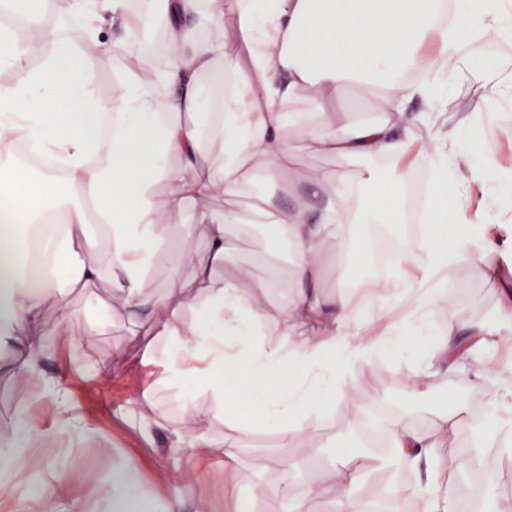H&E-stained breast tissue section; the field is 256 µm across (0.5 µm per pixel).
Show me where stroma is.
I'll return each instance as SVG.
<instances>
[{"instance_id": "obj_1", "label": "stroma", "mask_w": 512, "mask_h": 512, "mask_svg": "<svg viewBox=\"0 0 512 512\" xmlns=\"http://www.w3.org/2000/svg\"><path fill=\"white\" fill-rule=\"evenodd\" d=\"M443 94L437 107L457 125L460 143L469 140L474 122L484 127V139L495 149L494 165L480 154L469 162L484 173L497 206L484 211L483 199L470 193L472 211L484 212L483 224L465 227L474 241V260L448 269V297L426 320H416L409 296L390 299L379 310L383 320L398 324L400 340L376 350L359 367L345 388L353 403L334 405L322 417H310L288 447H281L266 426L260 411L247 412L248 423L234 463L250 481L264 490L265 512H293L295 500H306L308 512H331L336 498L352 494L359 500L375 498L380 479L395 477L393 458L370 453L360 439L357 421L371 415L374 405L389 403L403 410L401 425L416 434L434 432L440 416L452 423V449H438L436 464L449 495L461 494L460 468L450 465L449 455H460L468 436L481 426L512 429V331H501L494 345L484 348L455 368H428L426 353L448 329L449 314L495 326L501 284L489 277L486 265L500 262L488 251L484 224L512 226V184L498 173L512 170V95L502 97L485 110L475 108L479 73L457 71L441 76ZM408 109L420 115L412 144L398 162L382 161L384 170L405 166L423 170L422 147L428 146L433 127L424 121L428 107L421 99ZM263 224L249 225L235 247L241 261L264 256L279 268L280 288L270 290L268 310L280 316L288 292L289 260L275 255ZM122 310L123 297L107 283L77 289L68 315H61L54 299H46L38 327L40 370L53 378L54 387L23 375V346L0 348V442L10 443L19 420H27L38 437L26 449L19 466L0 473V512H112L109 488L112 471L128 457L139 463V478L152 512H168L180 499V512H240L243 490L224 472V416L215 411L209 394L186 380L178 392L157 385L161 373L156 359L162 345L150 322L137 329L119 319H108L103 303ZM100 329L86 335L88 322ZM429 370L431 391L421 395L408 384L414 373ZM206 413V431L214 443L209 455L189 448L172 447L168 426L182 403ZM333 437L325 446V437ZM371 455L370 473L353 489L336 483L333 463L339 457ZM296 466H279L282 458Z\"/></svg>"}]
</instances>
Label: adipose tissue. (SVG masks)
Instances as JSON below:
<instances>
[{
	"mask_svg": "<svg viewBox=\"0 0 512 512\" xmlns=\"http://www.w3.org/2000/svg\"><path fill=\"white\" fill-rule=\"evenodd\" d=\"M7 2L23 22L0 27V66L30 54L41 65L0 85V145L24 139L56 165L35 178L0 169L8 198L0 206V345L34 335L44 289H56L65 311L69 292L109 279L125 296L126 318L148 316L165 342L159 385L175 391L191 377L216 407L228 396L262 402L266 425L291 443L302 418L346 400L345 378L396 339L395 327H379L373 315L389 282L370 280L330 301L320 291L330 258L346 255L349 225L403 221L407 179L386 177L375 161L405 154L416 122L405 105L437 101L435 67L481 69L479 110L512 90L491 63L467 52L478 39L511 42L512 11L503 0H473L445 29L438 0H141L134 11L126 0H69L78 27L63 37L45 21L48 0ZM112 23L122 39L104 37ZM158 23L168 47L163 61L133 55V41ZM432 39L430 60L422 49ZM105 56L127 62L102 96L95 63ZM406 71L416 80H401ZM353 85L377 98L381 118L354 122L337 111L338 93ZM305 94L318 118L289 136L288 104ZM202 111L208 117L200 124ZM304 153L364 166L333 180L313 174L322 196L316 207L288 209L263 196L245 213L217 208L257 176L297 174ZM423 161L432 170L428 228L416 243L421 275L408 283L422 316L445 297L442 268L466 256L463 243L442 241L441 232L471 221L466 154L437 147ZM176 217L195 225L206 246L170 264L161 299L144 274L165 262ZM238 224L272 225L288 248L293 288L282 310L292 326L259 301L254 268L233 265ZM489 342L481 323L452 314L428 362L451 367ZM206 423L183 405L175 446L203 453L212 445ZM390 437L399 465L417 478L408 495L435 487L434 451L447 446V426L419 435L396 423ZM137 470L131 458L113 470V512H149Z\"/></svg>",
	"mask_w": 512,
	"mask_h": 512,
	"instance_id": "1",
	"label": "adipose tissue"
}]
</instances>
